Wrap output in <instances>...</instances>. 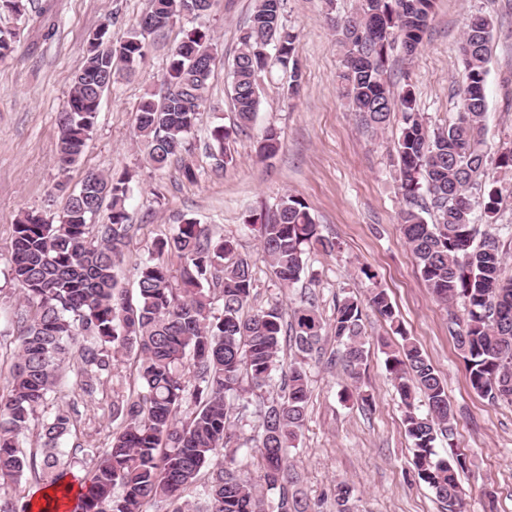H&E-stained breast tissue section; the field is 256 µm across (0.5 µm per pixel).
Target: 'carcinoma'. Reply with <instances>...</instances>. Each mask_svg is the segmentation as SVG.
Here are the masks:
<instances>
[{"instance_id":"obj_1","label":"carcinoma","mask_w":512,"mask_h":512,"mask_svg":"<svg viewBox=\"0 0 512 512\" xmlns=\"http://www.w3.org/2000/svg\"><path fill=\"white\" fill-rule=\"evenodd\" d=\"M184 2L150 0L148 12L174 20L183 15ZM434 5L435 0H358L355 13L336 23L342 56L337 78L365 130L381 132L399 117L404 238L435 297L446 305L463 304L464 316L451 319L450 333L471 388L490 403L512 402V278L502 276L497 236L486 234L475 243L468 196L489 176L484 121L491 21L475 15L463 33L461 106L448 126L430 128L411 86L397 93L384 78L395 44L410 58L417 52ZM283 6L284 0H256L239 36L230 92L240 129L259 110L257 76L270 64L289 73L288 90L299 86L297 35L284 24ZM98 32L59 118L58 148L66 165L84 150L112 68L131 70L147 51L139 22L115 51L103 48L110 40L108 26ZM216 53L208 31L191 30L169 55L166 80L180 93L141 100L136 130L155 168L190 151V136L209 102ZM232 134L221 124L210 129L216 160H233L225 147ZM280 146V133L268 127L259 155L271 157ZM132 180L129 173L117 179L90 174L69 195L58 221L25 213L13 226L10 275L26 310L18 316V353L8 392L0 395V512H27L28 505H17L8 491L25 473H40L56 485L82 451L93 457L95 467L69 512H145L151 502L174 504L172 512H265L267 507L312 512L294 489L287 448L305 425L310 399L305 366L325 337L318 307L309 302L289 312L277 304L253 309L254 261L193 218L156 242L157 256L136 264L138 296L130 300L116 287L115 271L125 260L132 230L126 209ZM106 200L107 222L97 224ZM499 204V190L491 182L485 215H496ZM244 226L257 233L261 256L284 287L300 281L307 251L334 249L319 234L309 205L292 194L271 212L248 215ZM369 304L401 335V345L386 352L385 364L405 409L416 476L435 494L442 512H465L459 474L466 467L453 451L447 384L403 335L387 294L374 292ZM333 331L342 345L340 359L354 377L365 359L363 311L356 299L337 305ZM286 348L294 357L285 368ZM132 350L135 387L112 398L118 425L108 445L65 447L76 431L75 414L62 406L48 409L51 395L61 391L64 370L78 361L73 390L91 396L112 376L116 357ZM274 387L276 396H265ZM419 400L427 406L425 415L417 409ZM40 409L45 414L39 445L28 450L22 438ZM245 422L255 423L249 438L240 434ZM442 438L450 448L446 457L437 452ZM254 458L262 471L258 485L245 476ZM191 487L200 489L203 504L183 500ZM333 497L336 512H351L353 487L340 482Z\"/></svg>"}]
</instances>
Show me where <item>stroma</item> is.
<instances>
[{
	"instance_id": "stroma-1",
	"label": "stroma",
	"mask_w": 512,
	"mask_h": 512,
	"mask_svg": "<svg viewBox=\"0 0 512 512\" xmlns=\"http://www.w3.org/2000/svg\"><path fill=\"white\" fill-rule=\"evenodd\" d=\"M149 5L150 0H28L23 15L0 14V29L15 34L12 52L0 60V333L5 336L0 342V389L7 384L17 317L23 310L22 295L8 275L14 224L26 212L59 219L68 195L88 173H130L135 183L126 208L134 233L116 272L119 288L129 297L137 295L136 263L149 257L157 239L194 217L257 260L256 306L277 303L291 309L312 298L329 324L338 301L350 296L364 303L366 359L358 378L332 362L338 347L333 337H326L320 358L307 366L311 396L306 424L288 451L298 489L320 512H334L333 489L341 481L354 486L357 512H440L432 491L414 475L404 409L385 366V347L398 338L367 305L378 289L388 293L407 335L447 383L456 436L453 443H440L438 451L444 456L455 450L469 460L461 475L468 512H512V404L488 403L471 389L448 330L449 313L463 308L450 311L435 300L403 238L398 213L404 202L396 180L399 126L366 132L336 84L341 56L333 21L352 14L356 0H284L286 24L297 35L299 92L289 96L288 75L280 67L260 73V108L245 132L233 136V161L224 168H217L208 147L209 130L238 123L227 73L254 0H212L201 17L180 18L148 36L145 60L104 94L81 157L61 166L59 116L89 33L108 24L112 44H120ZM476 13L492 21L484 139L493 160L512 146V0H436L420 49L411 58L394 50L385 78L396 88L414 86L429 127L448 125L459 110V43ZM196 27L207 29L218 45L211 105L202 113L190 152L156 170L137 138L136 110L145 94L164 92L168 55ZM270 126L280 131L281 147L263 160L258 143ZM185 163L195 170V180L183 177ZM490 174L502 195L497 215L486 219L480 188L471 189V203L477 223L497 233L503 274L512 277V234L507 231L512 225V174L496 168ZM288 193L309 204L320 234L336 247L311 250L300 281L284 288L260 262L258 241L242 221L249 212L273 210ZM133 362V355L121 357L110 391L63 398L64 408L79 413L70 445H107L113 428L112 392L128 389ZM364 395L371 406H362Z\"/></svg>"
}]
</instances>
